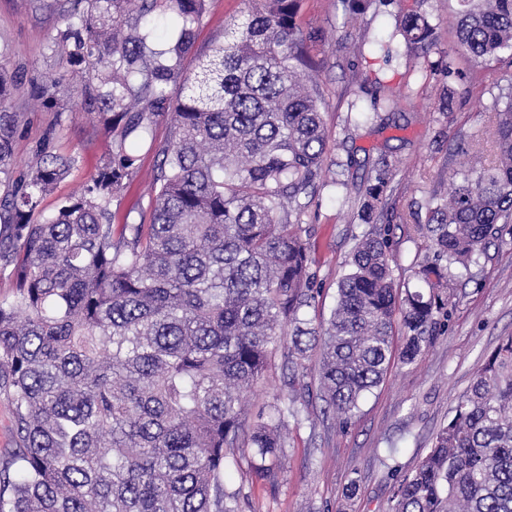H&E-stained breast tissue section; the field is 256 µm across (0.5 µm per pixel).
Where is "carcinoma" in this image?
I'll return each mask as SVG.
<instances>
[{
	"label": "carcinoma",
	"mask_w": 512,
	"mask_h": 512,
	"mask_svg": "<svg viewBox=\"0 0 512 512\" xmlns=\"http://www.w3.org/2000/svg\"><path fill=\"white\" fill-rule=\"evenodd\" d=\"M207 0H53L63 13L48 49L67 74L32 87L58 112H85L112 152L79 195L38 210L76 164L45 143L15 175L21 122L9 101L18 72L0 63V395L16 448L0 460V512H242L225 489L236 452L266 480L285 457L282 429L318 363L322 415L348 423L391 363L395 317L401 362H415L448 325L453 281L512 223V96L493 102L495 162L463 166L450 202L430 203L416 232L428 255L399 293L385 231L355 245L329 318L312 324L310 245L299 198L314 189L329 134L296 25L300 0H259L224 41L196 57ZM457 50L483 66L512 57V0H459ZM178 35L165 47L145 21ZM416 11L392 36L431 42ZM76 80V95L70 81ZM181 95L169 94L171 84ZM389 123L399 100L376 98ZM159 117L161 149L151 222L114 230L112 200L139 168L136 144ZM384 157L357 213L387 207ZM289 336L291 376L274 413L250 417L242 394ZM394 512H512V336L490 351L422 461L394 491Z\"/></svg>",
	"instance_id": "obj_1"
}]
</instances>
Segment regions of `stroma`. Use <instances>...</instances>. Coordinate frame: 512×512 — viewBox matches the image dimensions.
I'll use <instances>...</instances> for the list:
<instances>
[{
	"instance_id": "obj_1",
	"label": "stroma",
	"mask_w": 512,
	"mask_h": 512,
	"mask_svg": "<svg viewBox=\"0 0 512 512\" xmlns=\"http://www.w3.org/2000/svg\"><path fill=\"white\" fill-rule=\"evenodd\" d=\"M248 8V0H208L195 31L196 50L223 40L225 27L241 20ZM411 10L435 26L433 47L411 48L394 37L398 16ZM457 20V0H395L379 14L367 0L351 9L341 0H302L297 24L315 63L308 84L321 101L330 134L325 171L315 192L301 199L317 278L318 293L307 310L312 321L329 317L353 247L369 230L356 212L379 157H386L394 172L388 220L393 278L400 289L412 284L413 268L426 252L415 225L424 223L432 197L446 200L452 192L461 162L457 142L472 141L484 162L495 158L489 108L495 98L512 94V58L481 67L457 53ZM62 23L61 13L46 9L41 0H0V58L24 75L11 98L13 111L22 116L13 139L14 166L25 171L35 165L45 140L53 153L78 159L42 198L39 210L45 216L78 194L112 149L111 139L85 113L28 109L31 85L63 71L48 50ZM449 63L459 80L448 81ZM391 94L398 97L400 112L396 125L383 129L372 101ZM169 138V122L155 121L139 148L138 174L112 201L114 225L149 219L159 189L153 181L158 150ZM472 273L455 290L447 331L413 364L393 360L348 427L323 419L313 395L308 421L289 424L286 457L271 479L251 481L247 458L239 459L226 488L248 496L245 512H392L394 486L428 453L434 433L447 422L485 356L512 335V235L490 244ZM287 374L282 357H275L246 395L249 413L278 403Z\"/></svg>"
}]
</instances>
